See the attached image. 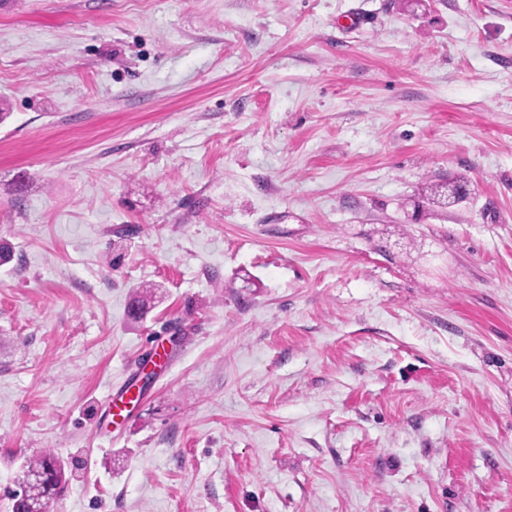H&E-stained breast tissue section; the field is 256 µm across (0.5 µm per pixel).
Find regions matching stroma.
<instances>
[{
  "label": "stroma",
  "mask_w": 512,
  "mask_h": 512,
  "mask_svg": "<svg viewBox=\"0 0 512 512\" xmlns=\"http://www.w3.org/2000/svg\"><path fill=\"white\" fill-rule=\"evenodd\" d=\"M0 238V512H512V0H0ZM24 472L36 479L40 498H51L55 493L57 497L67 482L64 464L51 452L42 453L28 460Z\"/></svg>",
  "instance_id": "35a3bbf8"
}]
</instances>
